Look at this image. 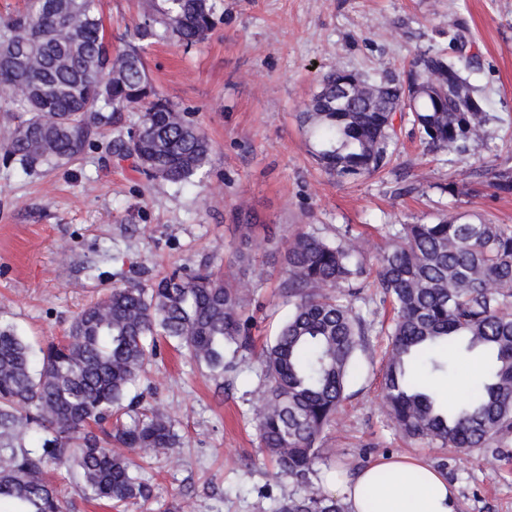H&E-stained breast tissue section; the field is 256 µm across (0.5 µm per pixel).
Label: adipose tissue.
<instances>
[{"mask_svg": "<svg viewBox=\"0 0 512 512\" xmlns=\"http://www.w3.org/2000/svg\"><path fill=\"white\" fill-rule=\"evenodd\" d=\"M325 485L349 512H458L447 477L410 456H389L352 475L327 473Z\"/></svg>", "mask_w": 512, "mask_h": 512, "instance_id": "adipose-tissue-1", "label": "adipose tissue"}]
</instances>
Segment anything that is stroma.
Returning a JSON list of instances; mask_svg holds the SVG:
<instances>
[{
  "instance_id": "35a3bbf8",
  "label": "stroma",
  "mask_w": 512,
  "mask_h": 512,
  "mask_svg": "<svg viewBox=\"0 0 512 512\" xmlns=\"http://www.w3.org/2000/svg\"><path fill=\"white\" fill-rule=\"evenodd\" d=\"M216 2L208 40L191 47L162 42L147 55L157 92L190 112L212 142L202 182L149 179L113 157L106 137L49 172L0 162V321L14 324L33 348L62 339L76 314L113 287L148 285L175 267L224 271L240 246L238 218L245 214L257 225L247 275L258 349L288 315L281 255L298 230L332 240L350 229L371 265L386 245L388 224H430L462 213L512 225V195L450 202L449 184H469V166L453 153L426 150L409 117L397 123L390 167L355 182L322 172L301 129L323 73L373 78L402 69L414 53L447 49L460 31L474 59L466 75L489 113V136L470 152L512 168V0ZM100 9L113 48L122 47L142 18L141 0H101ZM352 304L373 328L345 399L322 431L326 459L315 465L313 485L339 464L415 455L456 484L459 512H512V456H463L394 430L380 398L389 314L372 288ZM260 389L254 355L217 379L185 350L159 342L135 392L166 410L184 445L144 469L153 497L127 512H164L175 502L191 512H271L293 493L295 484L277 479L259 450L251 407Z\"/></svg>"
}]
</instances>
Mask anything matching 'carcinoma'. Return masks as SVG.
Instances as JSON below:
<instances>
[{"label":"carcinoma","instance_id":"carcinoma-1","mask_svg":"<svg viewBox=\"0 0 512 512\" xmlns=\"http://www.w3.org/2000/svg\"><path fill=\"white\" fill-rule=\"evenodd\" d=\"M137 42L112 50L98 0H29L23 14L0 20V112L16 124L0 135L6 158L27 168H58L76 159L125 113L137 120L113 141L153 180L192 184L211 161L205 132L155 90L146 67L160 41L187 47L215 26L213 0H147ZM463 46L416 54L409 72L435 82L411 114L422 143L459 156L485 139V99L464 77ZM342 71L330 70L302 113L312 157L338 179L357 180L391 162V125L402 110L404 76L372 81L376 102L353 98L336 111ZM489 186L512 195V169L490 172ZM388 249L375 275L347 233L329 240L296 232L283 256L282 288L290 311L260 368L264 387L252 407L260 450L274 458L278 479L301 488L273 512H346L313 486L324 426L345 397L371 323L339 296L363 278L393 310L382 401L394 429L431 448L507 455L512 438V227L463 216L433 224H388ZM253 285L241 276L176 270L148 286L115 287L83 308L66 339L33 348L0 324V509L69 512L48 477L63 468L87 501L144 505L152 487L143 460L181 445L174 421L156 406L112 422L130 388L156 355L157 338L184 349L211 375L237 366L249 349L245 309ZM486 357L473 394L448 409L433 382L452 370L456 349Z\"/></svg>","mask_w":512,"mask_h":512}]
</instances>
